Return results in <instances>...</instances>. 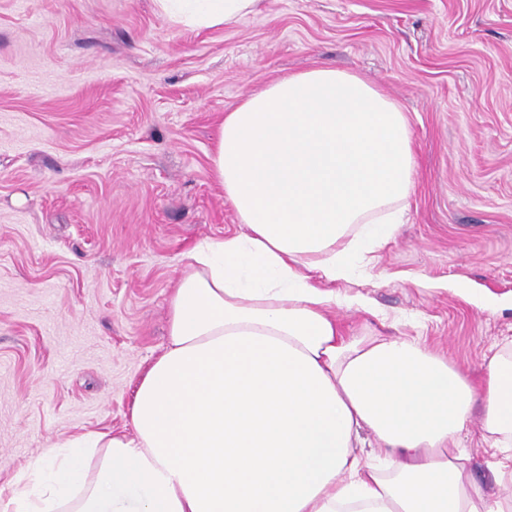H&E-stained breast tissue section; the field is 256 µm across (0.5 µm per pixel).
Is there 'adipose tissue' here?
<instances>
[{
  "instance_id": "1",
  "label": "adipose tissue",
  "mask_w": 512,
  "mask_h": 512,
  "mask_svg": "<svg viewBox=\"0 0 512 512\" xmlns=\"http://www.w3.org/2000/svg\"><path fill=\"white\" fill-rule=\"evenodd\" d=\"M156 3L213 29L259 0ZM212 170L247 230L190 249L131 433L51 446L0 512H512V344L473 378L420 340L347 333L332 306L365 300L323 287L395 235L415 171L401 107L351 73L291 74L225 115ZM475 416L492 491L457 443Z\"/></svg>"
}]
</instances>
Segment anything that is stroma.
<instances>
[{"label": "stroma", "instance_id": "stroma-1", "mask_svg": "<svg viewBox=\"0 0 512 512\" xmlns=\"http://www.w3.org/2000/svg\"><path fill=\"white\" fill-rule=\"evenodd\" d=\"M358 74L406 111L401 224L345 330L479 373L512 341V0H261L216 29L154 0H0V489L47 448L130 433L199 240L244 232L216 129L290 73Z\"/></svg>", "mask_w": 512, "mask_h": 512}]
</instances>
